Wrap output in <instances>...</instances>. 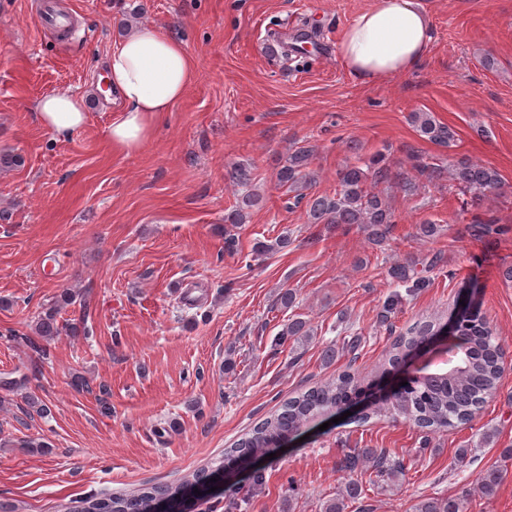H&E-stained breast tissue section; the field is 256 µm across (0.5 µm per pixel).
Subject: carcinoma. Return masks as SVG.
<instances>
[{
    "mask_svg": "<svg viewBox=\"0 0 512 512\" xmlns=\"http://www.w3.org/2000/svg\"><path fill=\"white\" fill-rule=\"evenodd\" d=\"M420 136L435 144L447 145L454 140V131L437 122L427 112L413 114ZM311 150L298 147L288 152L285 164L277 172V182L281 187L294 193V205L305 204V212L310 224H365L370 227L372 240L378 242L389 233L394 223L392 213L385 201L368 186V169L376 159L361 167L347 166L338 173L339 189L334 195L304 194L311 180L307 179V168ZM455 180L459 186L478 200L487 192L500 186L496 170L477 163H461L456 168ZM261 202V195L247 192L238 199L234 209L224 217L226 224H243L248 211ZM392 277L410 290L425 287L423 280L409 274V267L397 265L391 271ZM74 294L65 289L60 299L41 312L35 325L39 339L48 341L60 332L58 315L61 305L71 302ZM468 309L458 311L462 315L461 330L469 336V344L455 356L451 370H442L428 380L407 388L393 399L380 400L368 406L358 420L365 422L373 416L389 414L402 417L420 431L434 433L447 431L470 422L488 399L494 397L500 386V367L503 358L501 348L491 327L480 314L467 316ZM443 325L442 317H423L396 337L391 345L390 359L397 360L407 350L425 336H432ZM314 335L307 321L300 317L288 320L280 333V339H306ZM364 386V380L346 370L335 380L284 401L270 417L254 426L250 435L228 449L225 459L236 461L252 455L255 451L270 453L278 442L289 433L299 429L309 420L332 414L343 404L350 394ZM372 464L375 476L382 481H392L402 472L401 464L389 461L382 449L364 448L346 456L344 468L355 471L360 464ZM499 473L487 468L476 478L477 489L491 497L499 483ZM183 487L169 484L153 485L136 494L108 496L88 502L83 512H152L154 505L167 502L171 505L182 500ZM362 494V486L354 478L348 479L341 497L324 505L323 512H345L346 501L356 500ZM467 495L433 497L420 501L415 512H464Z\"/></svg>",
    "mask_w": 512,
    "mask_h": 512,
    "instance_id": "obj_1",
    "label": "carcinoma"
}]
</instances>
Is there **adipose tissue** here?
I'll use <instances>...</instances> for the list:
<instances>
[{"label":"adipose tissue","instance_id":"obj_1","mask_svg":"<svg viewBox=\"0 0 512 512\" xmlns=\"http://www.w3.org/2000/svg\"><path fill=\"white\" fill-rule=\"evenodd\" d=\"M431 33L430 17L420 0H373L344 29L338 55L362 82H382L412 71L427 53ZM105 67L121 103L108 128L109 143L113 151L124 154L146 145L196 75L185 44L151 24L136 26L114 44ZM33 110L42 127L61 137L87 122L85 99L72 92L43 95Z\"/></svg>","mask_w":512,"mask_h":512}]
</instances>
